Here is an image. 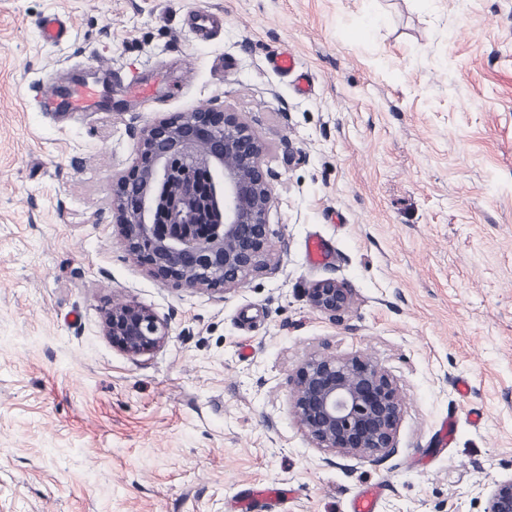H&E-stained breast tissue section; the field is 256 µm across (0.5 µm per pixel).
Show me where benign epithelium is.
Masks as SVG:
<instances>
[{
	"label": "benign epithelium",
	"mask_w": 512,
	"mask_h": 512,
	"mask_svg": "<svg viewBox=\"0 0 512 512\" xmlns=\"http://www.w3.org/2000/svg\"><path fill=\"white\" fill-rule=\"evenodd\" d=\"M265 152L249 124L224 109L181 112L143 127L136 165L112 183V212L128 257L172 287L218 294L269 266L273 175L262 166ZM308 296L335 322L353 300L334 279L315 282ZM104 332L131 356L168 337L150 309L127 303L112 305ZM293 384L294 413L314 447L374 462L396 452L400 394L364 356L311 358ZM485 512H512V478L493 483Z\"/></svg>",
	"instance_id": "1"
}]
</instances>
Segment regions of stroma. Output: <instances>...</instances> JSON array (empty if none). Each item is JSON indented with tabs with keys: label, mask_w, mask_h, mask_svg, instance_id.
Masks as SVG:
<instances>
[{
	"label": "stroma",
	"mask_w": 512,
	"mask_h": 512,
	"mask_svg": "<svg viewBox=\"0 0 512 512\" xmlns=\"http://www.w3.org/2000/svg\"><path fill=\"white\" fill-rule=\"evenodd\" d=\"M199 11L224 21L207 42ZM282 48L309 93L272 69ZM91 73L95 111L40 108L46 76ZM208 107L244 118L277 176L273 261L221 295L129 260L110 205L139 130ZM327 278L353 294L337 323L308 298ZM119 302L166 342L114 346ZM355 353L403 402L378 463L313 447L292 408L305 360ZM510 478L512 0H0V512H229L258 485L293 496L256 512H346L376 480L377 512H485ZM105 335L131 356L150 353L162 346L167 326L148 308L135 304H114L105 315Z\"/></svg>",
	"instance_id": "obj_1"
}]
</instances>
